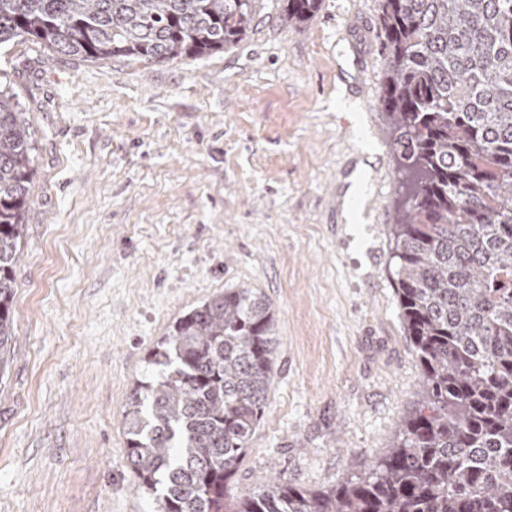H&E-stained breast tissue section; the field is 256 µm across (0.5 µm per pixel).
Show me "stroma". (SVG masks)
<instances>
[{"instance_id": "1", "label": "stroma", "mask_w": 512, "mask_h": 512, "mask_svg": "<svg viewBox=\"0 0 512 512\" xmlns=\"http://www.w3.org/2000/svg\"><path fill=\"white\" fill-rule=\"evenodd\" d=\"M232 48L97 63L0 47L37 138L0 380V512H156L123 413L175 320L228 288L274 311L266 408L231 479L323 490L424 394L395 289L405 191L381 105L379 0H287ZM287 2L288 21L298 24L318 10L321 0H288Z\"/></svg>"}]
</instances>
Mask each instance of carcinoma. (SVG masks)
Returning a JSON list of instances; mask_svg holds the SVG:
<instances>
[{"label":"carcinoma","mask_w":512,"mask_h":512,"mask_svg":"<svg viewBox=\"0 0 512 512\" xmlns=\"http://www.w3.org/2000/svg\"><path fill=\"white\" fill-rule=\"evenodd\" d=\"M263 0H0V45L91 62L234 46ZM321 0H288V22ZM383 109L406 198L392 259L425 397L386 454L319 491L281 479L231 501L271 383L274 317L254 288L180 316L124 411L128 461L158 512H512V0H380ZM36 139L0 83V379Z\"/></svg>","instance_id":"1"}]
</instances>
